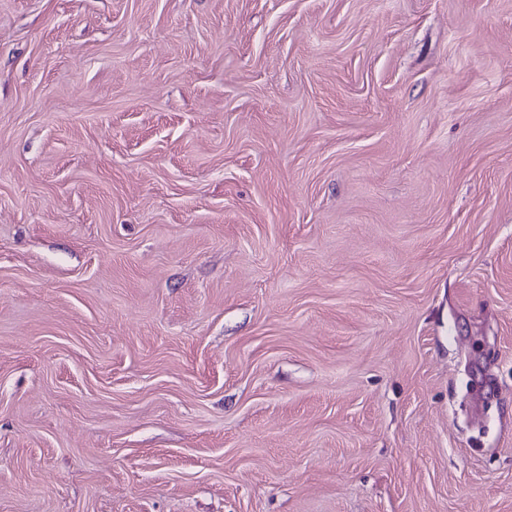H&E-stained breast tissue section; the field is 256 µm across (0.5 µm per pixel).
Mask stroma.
Returning <instances> with one entry per match:
<instances>
[{"instance_id": "1", "label": "stroma", "mask_w": 512, "mask_h": 512, "mask_svg": "<svg viewBox=\"0 0 512 512\" xmlns=\"http://www.w3.org/2000/svg\"><path fill=\"white\" fill-rule=\"evenodd\" d=\"M0 512H512V0H0Z\"/></svg>"}]
</instances>
